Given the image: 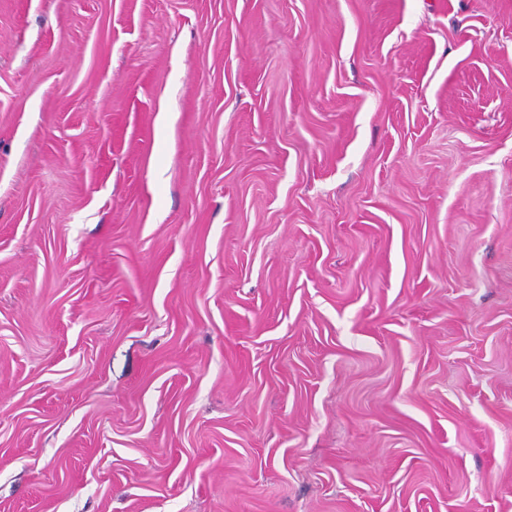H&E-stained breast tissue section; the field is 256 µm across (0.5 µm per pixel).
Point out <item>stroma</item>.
<instances>
[{
    "label": "stroma",
    "mask_w": 512,
    "mask_h": 512,
    "mask_svg": "<svg viewBox=\"0 0 512 512\" xmlns=\"http://www.w3.org/2000/svg\"><path fill=\"white\" fill-rule=\"evenodd\" d=\"M0 512H512V0H0Z\"/></svg>",
    "instance_id": "1"
}]
</instances>
